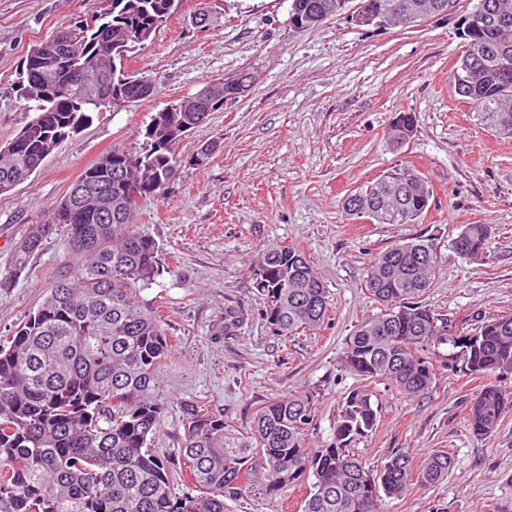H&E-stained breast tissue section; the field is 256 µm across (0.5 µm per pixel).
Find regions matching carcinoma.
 Segmentation results:
<instances>
[{"instance_id": "1", "label": "carcinoma", "mask_w": 512, "mask_h": 512, "mask_svg": "<svg viewBox=\"0 0 512 512\" xmlns=\"http://www.w3.org/2000/svg\"><path fill=\"white\" fill-rule=\"evenodd\" d=\"M324 19L344 12L341 0H292ZM389 23L415 27L448 10L449 0H375ZM481 14L479 34L467 37L452 72L463 102L478 121L512 134V0H470ZM181 0H112L91 21L60 32L48 51L35 45L32 70L20 74L17 92L34 102L36 116L0 147V194L37 169L64 139L80 132L90 113L123 99L157 92V78L127 73L129 53L151 40ZM196 97L202 111L183 103L155 113L139 151L114 147L87 167L48 219L33 224L12 253L14 275L26 271L48 236L66 232L71 264L53 278L40 306L8 336H0V512H225V500L242 495V480L261 457L275 486L311 480L302 512H384V498H399L448 475V452L421 464L396 451L378 467L355 457L351 442L371 431L377 411L363 391L345 400L333 441L307 446L315 429L316 395L291 393L260 406L254 425L240 431L224 418L192 411L184 425L182 460L195 492L176 497L164 459L148 444L161 427L158 399L173 344L159 311L141 292L164 271L154 238L136 223L140 201L162 195L181 160L186 133L224 109V82ZM417 126L407 112L390 129L395 144ZM112 199L111 220L87 217L83 206L100 194ZM359 208L378 224H407L428 209L427 177L406 163L354 190ZM492 224H465L455 247L486 254ZM438 244L412 239L371 261L365 290L379 313L364 319L343 352L346 368L371 381L388 380L406 397L433 391L437 359L428 347L447 344L464 375L483 380L467 402L466 420L477 437L491 436L512 412V315L483 318L471 334H453L452 321L427 304L436 277ZM254 287L266 322L282 336L319 331L328 317L329 291L304 252L284 245L257 260ZM245 320L224 309V335Z\"/></svg>"}]
</instances>
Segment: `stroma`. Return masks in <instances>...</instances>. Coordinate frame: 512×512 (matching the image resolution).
Listing matches in <instances>:
<instances>
[{"label":"stroma","mask_w":512,"mask_h":512,"mask_svg":"<svg viewBox=\"0 0 512 512\" xmlns=\"http://www.w3.org/2000/svg\"><path fill=\"white\" fill-rule=\"evenodd\" d=\"M110 2L0 0V145L34 116L15 91L30 49ZM205 3L183 0L131 53L128 71L156 76V94L93 112L90 124L25 182L0 194V277L18 239L45 220L85 167L115 146L140 149L156 112L208 82L248 71L250 90L226 100L179 143L175 179L162 196L142 201L137 216L165 267L143 296L161 305L175 346L162 376L167 408L151 450L179 472L192 409L205 406L244 430L258 406L299 391L318 394L309 445L322 448L344 399L364 389L378 421L353 444L360 460L375 466L397 448L418 462L437 449L452 458L446 479L387 500L386 512H512V414L490 438L474 436L466 405L477 381L448 366L428 397L410 400L389 381L363 380L342 363L349 336L377 311L363 287L371 258L409 239L438 238V275L426 298L456 332H471L478 314H512V136L481 125L449 83L462 52L451 24L373 31L337 17L300 31L290 22L291 0H219L220 19L202 30L194 18ZM402 112L416 113L418 123L396 149L387 131ZM213 140L218 152L207 165H192L198 148ZM407 162L433 187L423 216L379 224L346 213L350 191ZM464 224L494 225L489 258L454 249ZM65 237L60 231L45 239L26 272L0 288V336L41 304L68 260ZM287 244L305 252L330 292L329 318L313 335L279 336L253 286L251 270L263 250ZM228 305L248 314L229 339L215 333ZM246 483L226 512H301L306 488L272 487L265 466L254 465Z\"/></svg>","instance_id":"obj_1"}]
</instances>
